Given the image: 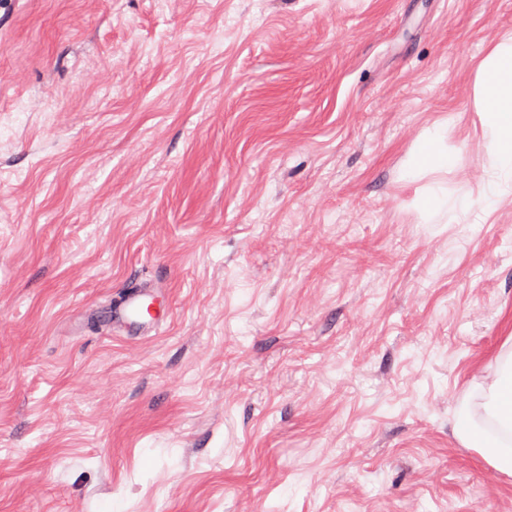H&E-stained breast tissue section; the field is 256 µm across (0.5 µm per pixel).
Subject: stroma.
Returning a JSON list of instances; mask_svg holds the SVG:
<instances>
[{
	"label": "stroma",
	"instance_id": "1",
	"mask_svg": "<svg viewBox=\"0 0 512 512\" xmlns=\"http://www.w3.org/2000/svg\"><path fill=\"white\" fill-rule=\"evenodd\" d=\"M509 33L512 0H0V512H512L453 432L512 335L474 105ZM434 183L468 208L421 223ZM150 279L167 321L111 334ZM448 139V122L424 134L414 148L406 167V176L415 179L423 171H448L456 155L445 146Z\"/></svg>",
	"mask_w": 512,
	"mask_h": 512
}]
</instances>
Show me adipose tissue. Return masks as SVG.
I'll use <instances>...</instances> for the list:
<instances>
[{
  "mask_svg": "<svg viewBox=\"0 0 512 512\" xmlns=\"http://www.w3.org/2000/svg\"><path fill=\"white\" fill-rule=\"evenodd\" d=\"M474 100L491 156L492 174L484 195L493 201L499 179L512 181V35L490 46L480 61ZM447 137L448 126L443 123L419 139L407 163L408 178L454 166L456 155L446 147ZM454 434L495 470L512 476V335L463 398Z\"/></svg>",
  "mask_w": 512,
  "mask_h": 512,
  "instance_id": "ef3b65f1",
  "label": "adipose tissue"
}]
</instances>
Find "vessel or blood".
Masks as SVG:
<instances>
[{
	"label": "vessel or blood",
	"instance_id": "vessel-or-blood-1",
	"mask_svg": "<svg viewBox=\"0 0 512 512\" xmlns=\"http://www.w3.org/2000/svg\"><path fill=\"white\" fill-rule=\"evenodd\" d=\"M162 292V284L155 281L128 288L112 308L110 330L130 338L146 336L155 331V305Z\"/></svg>",
	"mask_w": 512,
	"mask_h": 512
}]
</instances>
